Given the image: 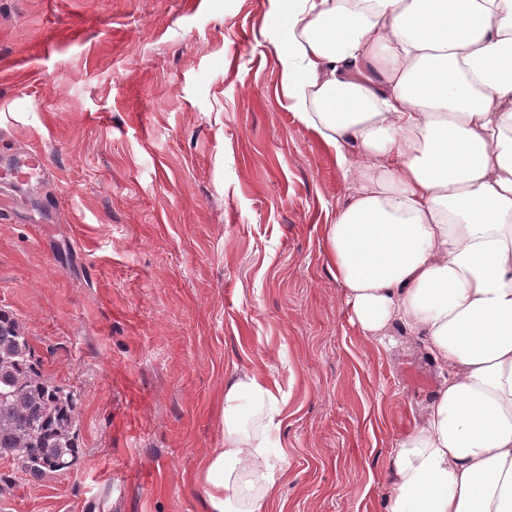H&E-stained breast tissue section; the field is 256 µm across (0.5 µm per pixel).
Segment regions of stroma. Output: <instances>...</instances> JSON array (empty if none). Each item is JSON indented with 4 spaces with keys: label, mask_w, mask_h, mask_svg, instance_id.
Instances as JSON below:
<instances>
[{
    "label": "stroma",
    "mask_w": 512,
    "mask_h": 512,
    "mask_svg": "<svg viewBox=\"0 0 512 512\" xmlns=\"http://www.w3.org/2000/svg\"><path fill=\"white\" fill-rule=\"evenodd\" d=\"M269 0H0V308L73 391L79 460L0 458V512H207L241 374L287 396L263 512H385L443 376L350 323L326 226L351 182L289 110ZM44 162L40 154H30L26 158V163L23 168L9 174L10 181L15 184L25 185L31 179L43 170Z\"/></svg>",
    "instance_id": "1"
}]
</instances>
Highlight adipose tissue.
<instances>
[{"label":"adipose tissue","instance_id":"adipose-tissue-1","mask_svg":"<svg viewBox=\"0 0 512 512\" xmlns=\"http://www.w3.org/2000/svg\"><path fill=\"white\" fill-rule=\"evenodd\" d=\"M272 2L291 108L352 181L326 227L349 319L413 328L444 373L386 512H512V0ZM284 402L227 385L208 512H261Z\"/></svg>","mask_w":512,"mask_h":512}]
</instances>
